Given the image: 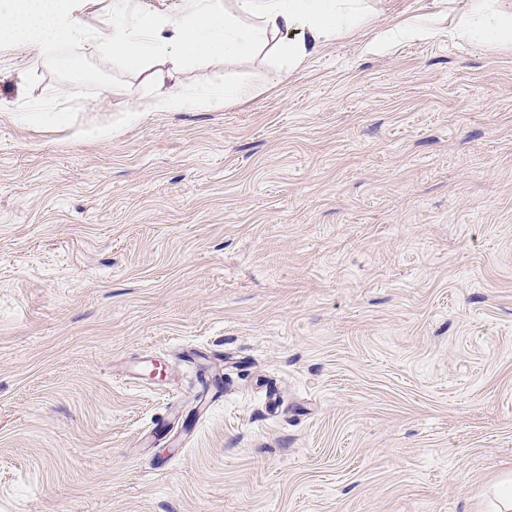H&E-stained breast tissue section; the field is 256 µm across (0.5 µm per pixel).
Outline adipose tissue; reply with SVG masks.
Listing matches in <instances>:
<instances>
[{"mask_svg": "<svg viewBox=\"0 0 512 512\" xmlns=\"http://www.w3.org/2000/svg\"><path fill=\"white\" fill-rule=\"evenodd\" d=\"M370 12L365 0H180L167 15L114 0L111 22L98 29L82 22L78 0H0V49L36 64L61 46L90 43L148 87L149 98L132 99L128 112L211 109L239 101L248 87L203 78L188 96L168 78L190 64L246 60L262 51L278 58L280 70L291 69Z\"/></svg>", "mask_w": 512, "mask_h": 512, "instance_id": "1", "label": "adipose tissue"}]
</instances>
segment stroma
<instances>
[{
  "label": "stroma",
  "mask_w": 512,
  "mask_h": 512,
  "mask_svg": "<svg viewBox=\"0 0 512 512\" xmlns=\"http://www.w3.org/2000/svg\"><path fill=\"white\" fill-rule=\"evenodd\" d=\"M374 0L143 112L0 51V512H490L512 472V0Z\"/></svg>",
  "instance_id": "35a3bbf8"
}]
</instances>
